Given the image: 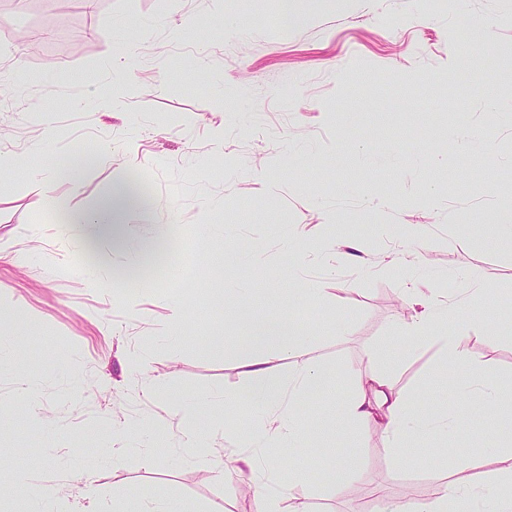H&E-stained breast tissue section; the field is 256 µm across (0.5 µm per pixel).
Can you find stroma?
<instances>
[{"label": "stroma", "instance_id": "1", "mask_svg": "<svg viewBox=\"0 0 512 512\" xmlns=\"http://www.w3.org/2000/svg\"><path fill=\"white\" fill-rule=\"evenodd\" d=\"M300 7L304 22L288 25L277 0H0V156L11 161L0 170V251L23 259L0 263V335L21 339L0 363V398L12 397L19 369L41 392L0 438V484L26 473L59 491L68 512L118 496L256 512L248 474L181 454L176 415L185 399L219 391L237 396V423L248 427L256 380L238 346L255 310L293 317L311 336L301 353L279 355L282 373H331L318 396H302L305 421L330 415L372 354L416 413L446 408L469 375L447 371L434 346L404 330V273L389 259L413 247L448 298L460 296L463 274L484 281L448 325L466 354L512 384V319L501 307L512 296V245L488 223L512 211V0ZM109 17L128 25L105 32ZM477 23L492 34L472 52ZM125 42L133 55L116 52ZM33 100L43 112L29 111ZM454 126L492 152L462 151L445 136ZM90 144L106 163L81 188L53 183L55 195L87 206L137 175L154 199L130 215L124 248L92 260L63 244L31 187ZM382 195L393 205L374 207ZM406 224L420 226L416 242L400 236ZM345 238L364 251L349 256ZM156 239L172 244L166 270L148 285L128 277L142 243ZM133 352L142 374L125 362ZM141 377L156 398L143 396ZM146 414L163 434L132 429L127 450L108 448L102 418ZM498 414L485 423L462 406L447 435L409 439L401 464L374 426L272 448L291 465L280 510L299 499L311 512H365L378 487L391 501L406 488L433 499L447 471L428 449L460 448L496 469L512 439V398ZM348 455L356 469L332 485L333 460Z\"/></svg>", "mask_w": 512, "mask_h": 512}]
</instances>
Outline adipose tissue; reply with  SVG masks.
<instances>
[{"mask_svg": "<svg viewBox=\"0 0 512 512\" xmlns=\"http://www.w3.org/2000/svg\"><path fill=\"white\" fill-rule=\"evenodd\" d=\"M33 186L47 195L51 210L59 217L60 230L82 253L94 255L104 247L119 249L125 245L128 235L126 218L140 207L128 190L127 180L115 181L88 207H75L66 198L52 195L49 181L37 180ZM409 288L413 292L407 323L409 333L418 339L431 338L449 369H466L474 380L473 386L466 389V401L483 414H490L504 391L482 361L465 354L460 336L448 331V319L456 313L457 302L441 300L435 293L424 292L414 282ZM248 325L250 339L244 345L243 353L258 381L257 407L248 429H240L230 419L233 398L229 395L207 407L194 400L184 401L177 414L183 455L188 458L209 456L242 466L257 483L258 512H279V496L287 490L286 484L278 480L279 460L263 453L271 442L293 447L320 432L330 437L337 428L345 425L376 423L387 448L400 457L405 453L402 440L407 433L444 428L455 418L451 412L418 418L407 394L387 375L374 369L356 376L355 394L337 400L335 412L322 428L309 426L299 414V397L306 390L326 385L328 374L304 365L295 373L284 376L274 363L279 353L304 350L310 341L305 328L296 320L263 313L249 317ZM204 423L215 425V435L200 432L199 427ZM219 433L226 441L222 448L215 445V436ZM434 454L450 466L441 493L426 501L385 502L379 512H477L485 498V489L491 484L499 489L490 505L491 512H512V466L462 477L451 466L459 454L458 449L438 448Z\"/></svg>", "mask_w": 512, "mask_h": 512, "instance_id": "adipose-tissue-1", "label": "adipose tissue"}]
</instances>
